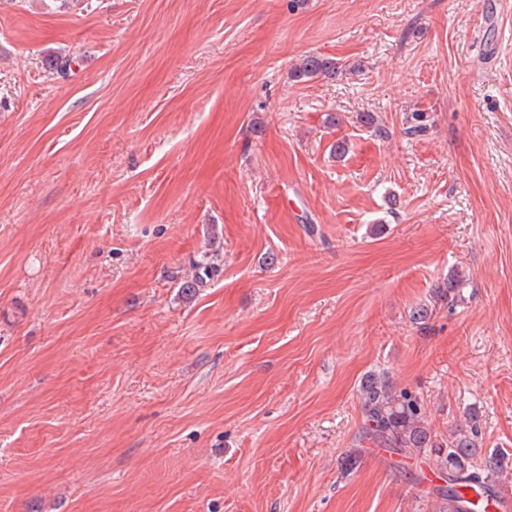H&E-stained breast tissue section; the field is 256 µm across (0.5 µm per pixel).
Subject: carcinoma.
<instances>
[{"instance_id":"obj_1","label":"carcinoma","mask_w":512,"mask_h":512,"mask_svg":"<svg viewBox=\"0 0 512 512\" xmlns=\"http://www.w3.org/2000/svg\"><path fill=\"white\" fill-rule=\"evenodd\" d=\"M342 73L335 59L307 55L293 70V77L333 79ZM363 438L402 455L429 457L434 472L447 482L432 493L440 503L439 512H462L464 494L473 490L489 505L496 496L497 479L505 469L507 455L482 453L477 447L476 430L458 432L446 443L435 442L421 425V405L409 391L392 390L386 377L373 376L362 387Z\"/></svg>"}]
</instances>
